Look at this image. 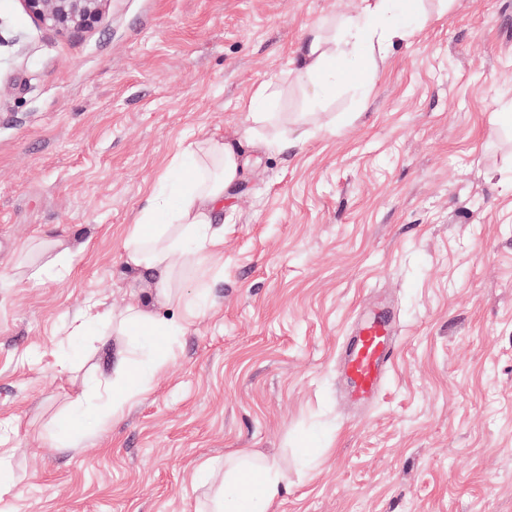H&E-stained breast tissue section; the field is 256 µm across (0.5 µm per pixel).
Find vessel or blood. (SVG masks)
I'll return each instance as SVG.
<instances>
[{
	"label": "vessel or blood",
	"mask_w": 512,
	"mask_h": 512,
	"mask_svg": "<svg viewBox=\"0 0 512 512\" xmlns=\"http://www.w3.org/2000/svg\"><path fill=\"white\" fill-rule=\"evenodd\" d=\"M395 334L382 312L361 321L351 332L339 360L350 397L365 401L378 391L396 354Z\"/></svg>",
	"instance_id": "b4317fda"
}]
</instances>
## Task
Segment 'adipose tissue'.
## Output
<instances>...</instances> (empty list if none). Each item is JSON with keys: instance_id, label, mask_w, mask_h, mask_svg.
<instances>
[{"instance_id": "ef3b65f1", "label": "adipose tissue", "mask_w": 512, "mask_h": 512, "mask_svg": "<svg viewBox=\"0 0 512 512\" xmlns=\"http://www.w3.org/2000/svg\"><path fill=\"white\" fill-rule=\"evenodd\" d=\"M428 19L427 12L411 11L397 0H360L358 9L342 18L338 32L321 26L310 31L296 61L297 73L317 85L332 86L341 61L349 59L358 65L357 79L371 83L378 70V52L412 38ZM240 171V156L232 147H204L195 141L181 144L160 179L163 194L152 197L127 230L126 265L153 281L163 294L177 264L200 266L222 254L224 227L216 222L218 206ZM201 308V301L188 302L178 321L132 309L123 327L140 337L145 356L134 365L124 353L116 354L112 364L116 379L107 392L106 417L121 416L132 399L148 390L172 359L177 337ZM285 480L277 464L242 453L224 473L213 512H266L280 499Z\"/></svg>"}]
</instances>
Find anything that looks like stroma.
Instances as JSON below:
<instances>
[{"instance_id": "obj_1", "label": "stroma", "mask_w": 512, "mask_h": 512, "mask_svg": "<svg viewBox=\"0 0 512 512\" xmlns=\"http://www.w3.org/2000/svg\"><path fill=\"white\" fill-rule=\"evenodd\" d=\"M357 0H103L56 30L0 0V512H209L240 451L283 466L271 512H512V0H423L369 95L311 103L291 74L308 30ZM279 88L252 122L243 105ZM287 133L297 146L267 149ZM227 144L223 274L179 272L169 299L122 258L180 144ZM72 262L30 278L36 243ZM31 250L32 265L21 264ZM208 290L175 358L117 422L99 405L118 350L74 341L88 298L165 319ZM397 356L354 409L336 370L380 303ZM311 448L307 461L297 451ZM211 467L207 483L197 470Z\"/></svg>"}]
</instances>
